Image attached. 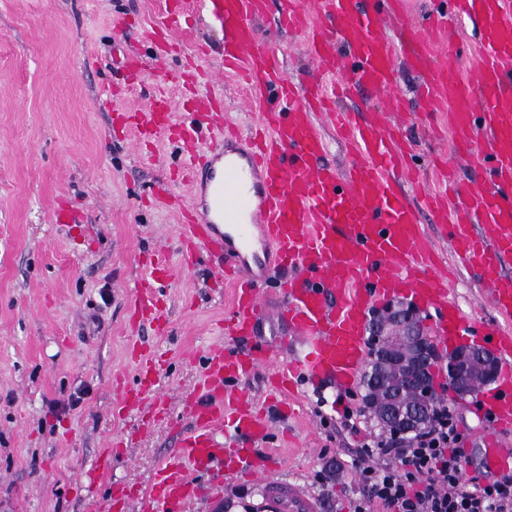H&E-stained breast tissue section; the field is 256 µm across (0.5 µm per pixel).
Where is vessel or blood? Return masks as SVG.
<instances>
[{"label": "vessel or blood", "mask_w": 512, "mask_h": 512, "mask_svg": "<svg viewBox=\"0 0 512 512\" xmlns=\"http://www.w3.org/2000/svg\"><path fill=\"white\" fill-rule=\"evenodd\" d=\"M405 0H284L280 27L299 38L319 76L298 81L285 71L276 47L260 43L255 21L268 0H201V11L224 33L225 69L243 71L261 106L257 129L239 136L225 127L223 142L201 146L195 124H183L182 141L197 147L188 220L178 234L187 258L204 252L220 275L236 281L226 335L249 340L269 319L283 324L300 353L279 363L273 351L245 353L211 345L201 392L188 401L191 427L179 452L157 468L144 495V512H177L198 497L197 473L220 469L224 479L253 477L264 484L272 512H319L297 486L269 478L268 469L243 449L227 446L223 433L266 439L270 428L236 380L266 371L270 396L295 401L302 384L331 379L352 391L366 358L367 313L385 297L406 293L424 308L442 311L432 326L435 340L452 347L465 322L437 266V247L410 199L415 181L408 147L388 118L407 110L397 87L399 60L420 73L423 111L445 116L455 159L487 174L484 181L440 174L448 188L428 194L433 220L449 227L450 252L473 269L497 321L476 336L500 364L499 383L479 409L491 415L500 435L486 451L490 472L512 470V0H430L421 25L403 18ZM481 30L475 52L463 46L456 20ZM395 27V38L384 30ZM475 70L469 82L465 68ZM351 75L340 81L339 73ZM374 92L379 106L361 119L337 111L352 85ZM324 116L353 157L347 169L327 159L328 143L316 118ZM172 123L170 102L158 95L138 115L141 132ZM243 138L246 148L225 145ZM271 253L283 274V302L268 309L263 274L249 256ZM166 265L150 266L144 285L130 298L133 315L167 322L162 287ZM157 362L139 361L133 383L116 402L122 413L152 418L167 412L156 390Z\"/></svg>", "instance_id": "obj_1"}]
</instances>
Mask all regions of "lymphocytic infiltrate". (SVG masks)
<instances>
[{
	"label": "lymphocytic infiltrate",
	"instance_id": "f902f5d3",
	"mask_svg": "<svg viewBox=\"0 0 512 512\" xmlns=\"http://www.w3.org/2000/svg\"><path fill=\"white\" fill-rule=\"evenodd\" d=\"M462 435L448 407L425 433L400 440L364 443L355 468L367 490L354 512H512V475L465 478L459 449ZM391 458L386 467L374 455Z\"/></svg>",
	"mask_w": 512,
	"mask_h": 512
}]
</instances>
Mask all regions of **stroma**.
<instances>
[{
  "label": "stroma",
  "mask_w": 512,
  "mask_h": 512,
  "mask_svg": "<svg viewBox=\"0 0 512 512\" xmlns=\"http://www.w3.org/2000/svg\"><path fill=\"white\" fill-rule=\"evenodd\" d=\"M166 0H0V512H107L104 485L127 491L128 512L158 466L179 450L190 427L187 397L205 375L197 353L215 340L243 350L223 332L229 287L214 279V262L183 263L179 214L163 192L187 195L171 171L185 158L168 135L142 143L134 129L113 125V107L145 111L159 79L134 87L112 57L115 48L153 53L145 29ZM278 4L256 23L260 42L275 46L286 72L316 74L298 39L277 30ZM219 30L196 20L166 56L176 73L198 72L196 88L224 101V112L249 127L259 110L234 78L207 82L223 57ZM442 117L415 113L402 128L410 163L432 179L434 159L449 161ZM161 253L171 277L166 335L134 323L128 300L142 263ZM451 292L466 322L489 324L474 273L451 276ZM161 353L158 376L165 418L143 428L113 404L136 373L133 346ZM434 386L454 410L466 476L485 467L486 440L496 429L457 395L443 368ZM241 388L263 409L272 434L253 448L275 459L273 480L301 486L321 512H352L366 494L354 466L360 445L382 433L366 411L364 387L348 394L308 383L293 416L268 397L262 376ZM108 471L90 485L103 449ZM215 475L200 478L205 493L183 512H265L264 490L251 477L225 482L207 495Z\"/></svg>",
  "instance_id": "stroma-1"
}]
</instances>
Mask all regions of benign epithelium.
<instances>
[{
	"label": "benign epithelium",
	"instance_id": "1",
	"mask_svg": "<svg viewBox=\"0 0 512 512\" xmlns=\"http://www.w3.org/2000/svg\"><path fill=\"white\" fill-rule=\"evenodd\" d=\"M392 312L389 322L372 319L368 346L370 353L380 358L383 371L393 375L385 387L381 412L393 423L394 435L403 436L426 426L427 406L435 398L434 386L427 379L428 367L445 364L453 389L475 393L494 380L497 365L490 353L470 343L443 357L422 324L414 321L415 307L407 305ZM475 354L483 359L479 373L469 369Z\"/></svg>",
	"mask_w": 512,
	"mask_h": 512
}]
</instances>
